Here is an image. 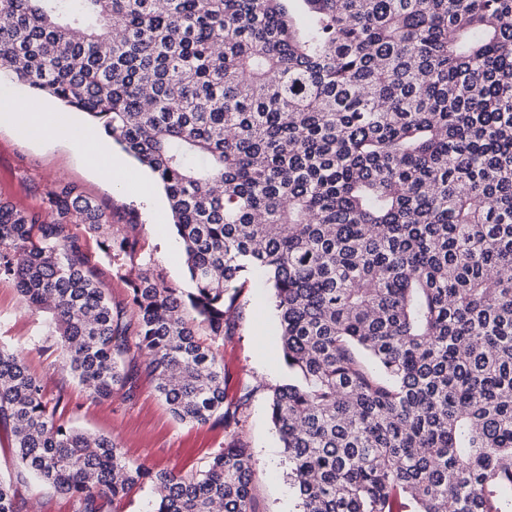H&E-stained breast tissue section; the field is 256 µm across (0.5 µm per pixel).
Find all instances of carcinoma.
<instances>
[{"mask_svg":"<svg viewBox=\"0 0 512 512\" xmlns=\"http://www.w3.org/2000/svg\"><path fill=\"white\" fill-rule=\"evenodd\" d=\"M0 0V80L88 115L163 188L194 288L79 188L0 200V279L52 315L49 350L103 403L133 355L171 415L238 425L220 342L231 289L271 284L288 382L269 408L301 512H512V0ZM130 300L113 301L88 240ZM0 346L16 470L72 512L129 488L153 512H254L231 441L187 473L58 422Z\"/></svg>","mask_w":512,"mask_h":512,"instance_id":"obj_1","label":"carcinoma"}]
</instances>
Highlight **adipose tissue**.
Returning a JSON list of instances; mask_svg holds the SVG:
<instances>
[{"label": "adipose tissue", "instance_id": "ef3b65f1", "mask_svg": "<svg viewBox=\"0 0 512 512\" xmlns=\"http://www.w3.org/2000/svg\"><path fill=\"white\" fill-rule=\"evenodd\" d=\"M17 123L21 130L42 142H65L78 150L86 164L103 178L116 185H127L129 174L123 165L112 159L106 145L90 129L77 124L65 112L44 106L24 105L15 89L0 86V123Z\"/></svg>", "mask_w": 512, "mask_h": 512}]
</instances>
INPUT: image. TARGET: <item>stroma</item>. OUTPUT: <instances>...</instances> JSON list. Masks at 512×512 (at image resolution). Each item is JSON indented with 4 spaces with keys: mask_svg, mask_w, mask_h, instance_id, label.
<instances>
[{
    "mask_svg": "<svg viewBox=\"0 0 512 512\" xmlns=\"http://www.w3.org/2000/svg\"><path fill=\"white\" fill-rule=\"evenodd\" d=\"M71 182L112 218L115 230L138 239L152 267L171 286L191 290L183 256L173 255L180 242L171 225L168 203L158 209L134 194L102 180L82 156L65 143L46 144L21 137L0 126V198L22 209H37L46 190L56 182ZM234 334L224 344V370L229 400L247 396L243 417L234 435L218 426L175 420L156 396L146 373H139L134 402L114 395L97 404L70 383L56 357L42 354L51 345L47 313L29 311L13 284L0 280V345L27 355L43 378L48 395L66 388L64 422L114 438L127 458L143 467L188 471L206 464L214 448L236 440L252 454L254 512H299V500L288 477V462L271 421L269 397L286 383L272 290L262 275L249 276L236 290Z\"/></svg>",
    "mask_w": 512,
    "mask_h": 512,
    "instance_id": "1",
    "label": "stroma"
}]
</instances>
